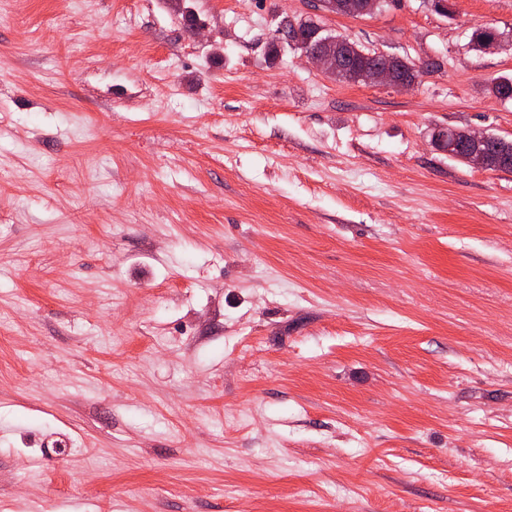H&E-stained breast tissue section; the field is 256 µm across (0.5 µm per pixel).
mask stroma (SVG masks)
Wrapping results in <instances>:
<instances>
[{
    "label": "stroma",
    "mask_w": 512,
    "mask_h": 512,
    "mask_svg": "<svg viewBox=\"0 0 512 512\" xmlns=\"http://www.w3.org/2000/svg\"><path fill=\"white\" fill-rule=\"evenodd\" d=\"M450 2L0 0V512H512V173L434 141L512 139V0ZM293 30L288 37V41L295 42L304 52V54L313 62L322 67L327 73L336 69H340L342 64V55L340 53V46L336 44L334 48H312L313 43H324L320 39L319 29L310 26L305 21L298 23H291ZM370 55L379 59V64L370 71V83H391L396 86H408L414 82V77L394 78L395 57L380 52H373ZM489 134L470 130H457L448 128L447 136L441 135L438 139L448 155L455 156L456 151L464 150L467 154V162L471 166L487 168V154L485 145L489 141Z\"/></svg>",
    "instance_id": "35a3bbf8"
}]
</instances>
